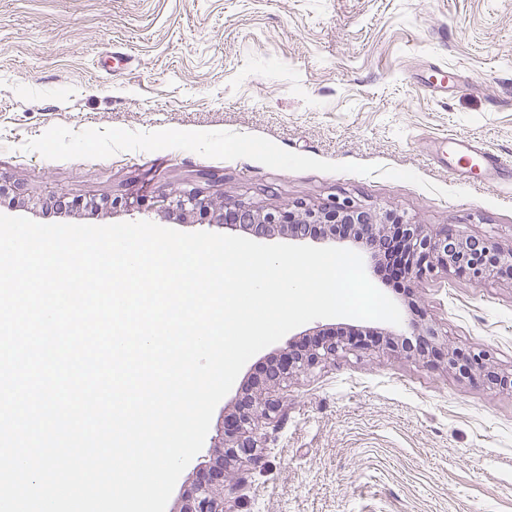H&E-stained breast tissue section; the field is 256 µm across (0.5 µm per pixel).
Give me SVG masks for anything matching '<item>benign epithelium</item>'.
<instances>
[{
	"instance_id": "obj_1",
	"label": "benign epithelium",
	"mask_w": 512,
	"mask_h": 512,
	"mask_svg": "<svg viewBox=\"0 0 512 512\" xmlns=\"http://www.w3.org/2000/svg\"><path fill=\"white\" fill-rule=\"evenodd\" d=\"M156 210L163 217L181 223L198 216L217 227L242 230L255 237L281 235L299 241L350 242L372 258L376 256L372 244L389 233L387 214L349 198L320 204L298 201L260 206L204 196L191 189L160 196ZM398 223L412 251V262L405 272L410 284L438 269L471 281L512 280V251L505 252L488 239L453 232L446 227L431 228L406 216ZM410 330L411 335L423 339L418 355L424 356L432 348L440 354V361L448 370L512 392V371L493 365L483 351L473 348L463 352L450 345L444 350L436 347L443 334L432 323L413 325ZM374 348L376 345L363 336L336 338L323 333L299 344L288 342L273 376L249 398V412L245 415L236 412L224 418L215 438L216 450L194 467L193 481L181 496L178 512H237V502L224 498L225 483L232 479L229 463L243 458L250 462L257 459L252 430L255 421L269 417L279 407L276 388L335 359L341 352Z\"/></svg>"
}]
</instances>
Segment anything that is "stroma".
I'll return each instance as SVG.
<instances>
[{
    "mask_svg": "<svg viewBox=\"0 0 512 512\" xmlns=\"http://www.w3.org/2000/svg\"><path fill=\"white\" fill-rule=\"evenodd\" d=\"M450 136L512 161V0H0V180L31 197L8 216L179 231L151 205L195 188L351 198L511 248L512 170L460 177ZM62 196L144 209L44 211ZM392 299L512 369V282L439 270ZM288 339L246 362L212 427ZM280 397L224 491L239 512H512L510 392L380 349Z\"/></svg>",
    "mask_w": 512,
    "mask_h": 512,
    "instance_id": "1",
    "label": "stroma"
}]
</instances>
